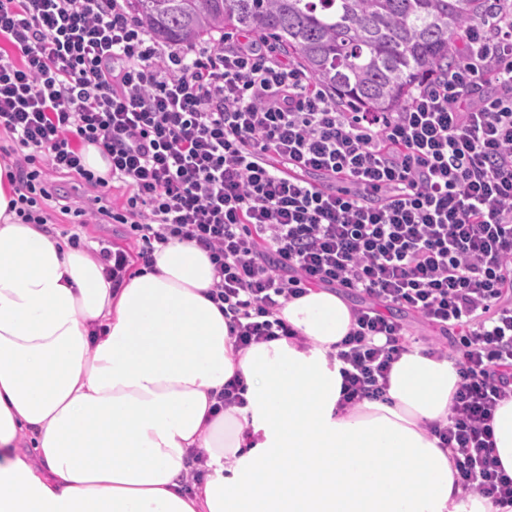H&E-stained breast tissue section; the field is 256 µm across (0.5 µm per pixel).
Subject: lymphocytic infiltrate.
I'll return each mask as SVG.
<instances>
[{"mask_svg":"<svg viewBox=\"0 0 512 512\" xmlns=\"http://www.w3.org/2000/svg\"><path fill=\"white\" fill-rule=\"evenodd\" d=\"M0 131L15 143L17 215L50 220L49 174L127 189L121 210L61 205L124 224L143 264L196 242L214 266L237 350L291 337L278 313L311 286L364 296L339 343L342 406L385 395L410 310L453 333L448 423L462 495L512 506L491 422L512 399V8L466 32L444 79L398 112H349L264 39L165 48L128 0H0ZM96 145L108 177L73 138ZM73 144L81 148V155L83 157L86 167L95 172L96 175L103 178L107 177L110 169L109 161L103 156L101 151L94 145L83 144L80 139L73 138ZM82 146V147H81Z\"/></svg>","mask_w":512,"mask_h":512,"instance_id":"obj_1","label":"lymphocytic infiltrate"}]
</instances>
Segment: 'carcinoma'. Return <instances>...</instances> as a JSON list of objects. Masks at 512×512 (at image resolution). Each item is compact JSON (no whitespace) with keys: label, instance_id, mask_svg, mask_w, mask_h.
<instances>
[{"label":"carcinoma","instance_id":"carcinoma-1","mask_svg":"<svg viewBox=\"0 0 512 512\" xmlns=\"http://www.w3.org/2000/svg\"><path fill=\"white\" fill-rule=\"evenodd\" d=\"M155 39L224 43V30L273 38L338 103L397 112L425 77L448 72L455 39L489 0H131ZM221 38H215V34Z\"/></svg>","mask_w":512,"mask_h":512}]
</instances>
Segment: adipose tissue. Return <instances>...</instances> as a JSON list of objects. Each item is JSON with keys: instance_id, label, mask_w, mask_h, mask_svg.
Here are the masks:
<instances>
[{"instance_id": "adipose-tissue-1", "label": "adipose tissue", "mask_w": 512, "mask_h": 512, "mask_svg": "<svg viewBox=\"0 0 512 512\" xmlns=\"http://www.w3.org/2000/svg\"><path fill=\"white\" fill-rule=\"evenodd\" d=\"M13 171L0 161V512H506L461 497L429 431L448 421L454 359L412 346L385 399L340 409L341 295L308 289L279 312L296 339L236 351L196 243L157 246L113 287L21 222ZM236 376L243 405L217 409Z\"/></svg>"}]
</instances>
